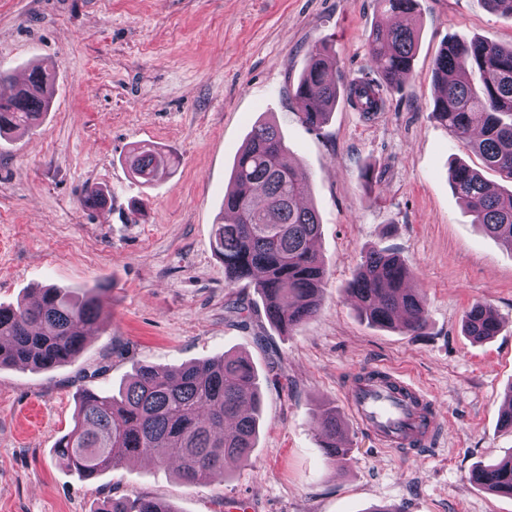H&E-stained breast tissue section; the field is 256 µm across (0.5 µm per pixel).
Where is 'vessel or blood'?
<instances>
[{
	"mask_svg": "<svg viewBox=\"0 0 512 512\" xmlns=\"http://www.w3.org/2000/svg\"><path fill=\"white\" fill-rule=\"evenodd\" d=\"M373 379H355L344 387V400L356 423L375 444L405 459L435 450L443 436L438 404L410 376L374 366Z\"/></svg>",
	"mask_w": 512,
	"mask_h": 512,
	"instance_id": "vessel-or-blood-1",
	"label": "vessel or blood"
}]
</instances>
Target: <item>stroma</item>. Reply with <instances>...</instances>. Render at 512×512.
<instances>
[{"mask_svg": "<svg viewBox=\"0 0 512 512\" xmlns=\"http://www.w3.org/2000/svg\"><path fill=\"white\" fill-rule=\"evenodd\" d=\"M375 20L374 0H0V67L17 75L39 60L55 74L41 123L0 138V305L46 286H108L105 317L73 361L0 368V512H96L139 496L175 512H224L232 498L250 512H512V498L471 480L512 452L500 426L512 390V248L473 224L450 166L460 159L492 186L512 184L430 116L443 43L510 45L512 18L483 0H418L419 50L384 109L367 116L342 99L321 129L307 128L288 90L309 48L324 44L348 78H376ZM261 120L279 126L321 223L319 311L285 335L254 288L225 286L213 247L235 159ZM137 145L173 160L152 183L129 169ZM90 186L107 191L103 206H83ZM372 248L411 270L423 335L377 328L349 298ZM240 298L241 317L230 310ZM475 303L501 323L483 342L461 327ZM224 353L248 355L260 376L248 466L189 485L173 462L132 460L82 480L57 459L81 388L109 392L141 365ZM376 365L438 398L444 435L427 456L378 449L349 415L346 379ZM323 408L343 424L346 462L320 446Z\"/></svg>", "mask_w": 512, "mask_h": 512, "instance_id": "obj_1", "label": "stroma"}]
</instances>
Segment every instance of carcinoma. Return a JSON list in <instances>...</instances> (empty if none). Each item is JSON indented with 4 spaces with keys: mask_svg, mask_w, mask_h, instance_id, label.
<instances>
[{
    "mask_svg": "<svg viewBox=\"0 0 512 512\" xmlns=\"http://www.w3.org/2000/svg\"><path fill=\"white\" fill-rule=\"evenodd\" d=\"M377 21L369 34V52L381 80H345L336 60L313 46L293 97L299 117L318 129L342 97L360 112L385 107L387 95L410 73L419 45L412 24H390L387 17H414L417 0H375ZM437 94L431 117L456 138L469 141L485 165L512 180V46L478 40L446 42L434 60ZM50 73L36 66L28 85L0 98V135L37 124L52 101ZM288 147L274 125L255 126L232 171L224 193L214 250L224 261L228 288L251 284L265 301L268 321L286 332L315 316L326 276L315 249L320 235L316 211L305 204L310 185L286 162ZM171 160L154 149L134 152L133 172L151 182ZM452 187L473 223L512 243V191L491 187L464 163L450 172ZM411 271L390 249L363 256L348 291L370 323L418 336L427 316L422 298L408 287ZM97 285L76 300L60 288H42L32 303L0 306V367L24 365L52 369L73 360L85 347L86 330L104 314ZM464 334L475 341L499 332L489 306L476 303L462 318ZM78 410L71 430L55 446L57 458L83 479H93L131 457L155 459L159 448L179 462L188 484L224 479L231 463L248 465L256 444L261 404L260 381L249 357L224 354L192 362L174 371L140 366L118 390L76 395ZM323 448L332 461L346 459L344 430L333 411L318 422ZM473 482L512 496V455L479 466ZM97 512H175L147 496L113 498Z\"/></svg>",
    "mask_w": 512,
    "mask_h": 512,
    "instance_id": "obj_1",
    "label": "carcinoma"
}]
</instances>
